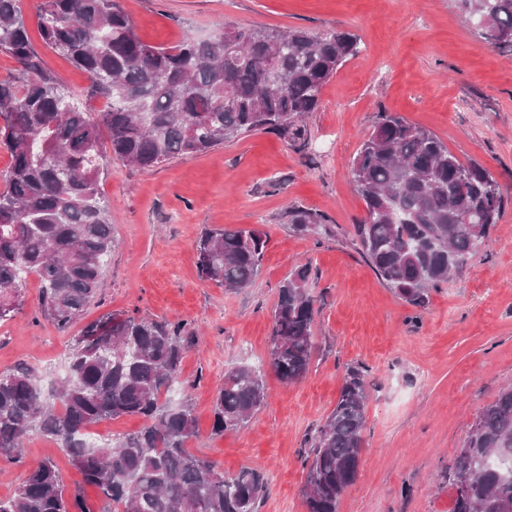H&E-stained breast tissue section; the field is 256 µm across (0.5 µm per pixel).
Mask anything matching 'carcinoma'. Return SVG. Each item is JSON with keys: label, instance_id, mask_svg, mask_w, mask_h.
I'll return each mask as SVG.
<instances>
[{"label": "carcinoma", "instance_id": "cac0c4a2", "mask_svg": "<svg viewBox=\"0 0 512 512\" xmlns=\"http://www.w3.org/2000/svg\"><path fill=\"white\" fill-rule=\"evenodd\" d=\"M478 34L512 55V0H461ZM37 28L46 47L88 74L109 108L93 114L39 69L20 0H0V52L19 73L0 81V321L22 303L29 276L39 282L42 315L67 330L95 297L115 240L98 193L110 155L141 169L202 154L255 131L308 144L306 114L324 87L360 52L346 31L312 34L235 27L173 46L140 39L117 0H41ZM365 204L354 225L360 252L383 284L416 307L485 246L505 205L498 182L476 161H460L434 133L382 112L351 163ZM293 229L331 232L323 215L288 210ZM267 239L257 229H207L197 239L203 281L250 286ZM311 269L301 265L278 289L268 365L285 383L302 380L313 348ZM191 337L181 325L108 314L87 322L69 353L68 372L48 400L34 370L0 373V457L19 458L33 433L68 449L72 464L105 502L103 512H256L264 481L250 469L226 477L187 450L197 435L189 399L162 400L179 382ZM262 369L224 371L213 402V432L244 428L265 402ZM368 391L350 368L331 413L316 431L303 488L306 512H338L356 480ZM141 419L133 433L88 444L103 420ZM451 512H512V386L479 413L446 472ZM0 512H90L81 490L65 496L56 466L31 468Z\"/></svg>", "mask_w": 512, "mask_h": 512}]
</instances>
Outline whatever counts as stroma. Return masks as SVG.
Returning <instances> with one entry per match:
<instances>
[{"label": "stroma", "mask_w": 512, "mask_h": 512, "mask_svg": "<svg viewBox=\"0 0 512 512\" xmlns=\"http://www.w3.org/2000/svg\"><path fill=\"white\" fill-rule=\"evenodd\" d=\"M118 2L151 45L233 27H297L351 32L361 51L308 114L310 149L256 132L150 170L109 158L100 191L115 246L83 321L121 314L185 326L194 342L181 376L193 383L198 430L188 449L225 475L260 473L268 491L257 512H306L302 459L351 367L364 372L369 400L358 477L339 512H451L454 491L442 476L480 410L512 385V56L479 37L460 0ZM39 3L21 0L40 65L88 107L104 109L86 73L43 44ZM383 112L435 133L460 160L479 162L507 200L488 246L432 290L423 308L387 288L354 240L365 204L349 169ZM292 206L325 215L330 234L293 232L285 219ZM225 227L267 237L258 277L240 290L197 274L196 240ZM305 263L316 309L307 375L286 384L267 370V399L248 425L214 434L212 406L225 369L266 366L278 286ZM38 291L29 278L15 316L0 322V372L25 364L49 388L64 376L78 330L44 318ZM45 459L66 493L82 488L91 512H100L97 490L83 486L55 440L38 434L26 440L21 459L0 458V498Z\"/></svg>", "instance_id": "35a3bbf8"}]
</instances>
